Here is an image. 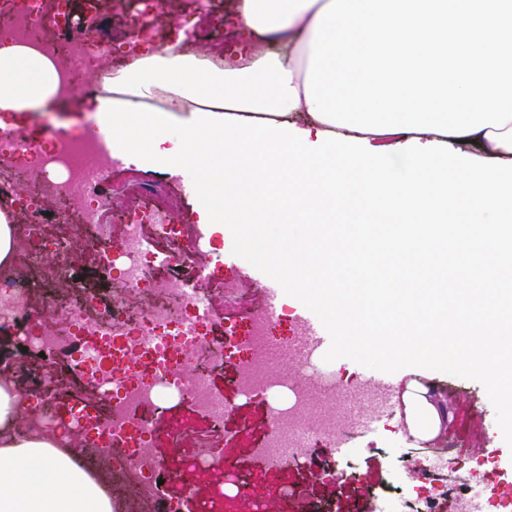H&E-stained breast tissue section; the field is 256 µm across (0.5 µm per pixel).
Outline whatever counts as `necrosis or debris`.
<instances>
[{"label":"necrosis or debris","mask_w":512,"mask_h":512,"mask_svg":"<svg viewBox=\"0 0 512 512\" xmlns=\"http://www.w3.org/2000/svg\"><path fill=\"white\" fill-rule=\"evenodd\" d=\"M78 6L77 0H0V18L9 20L8 25H0V45L9 42L46 54L59 76L58 96L47 113L19 119L0 114V204L17 218L13 260L0 269V333L26 337L31 348L43 354L36 362L19 357L10 370L11 378L40 401L39 411L23 421L22 430L38 436L49 425L60 424L71 447L95 429L109 435L113 455L87 454L83 464L111 496L117 512H154V476L165 470L166 463L153 456L150 440L160 432L170 448L177 450L190 442L197 449L176 474L187 496L197 494L196 472L205 470L216 478L199 512H227L225 489L229 486L235 487L237 499H248L249 512H275V503L248 498L240 470L217 452L224 441L228 408L206 376L196 372L199 359L229 363L230 380L241 390L291 387L297 403L309 401L314 394L347 396L351 390L327 378L292 387L287 375L267 377L271 349L287 346L290 339L272 338V327L280 317L267 314L257 294L226 285L223 278L212 275L193 294L173 298L175 284L196 276L207 260L193 225L187 217L172 214L157 198L143 194L134 182L126 186L125 208L114 213L107 179L112 168L109 143L100 136L49 126L48 114L62 112L71 100L76 76H83L91 86L99 84L105 73L100 52L89 47L96 33L78 27ZM113 8L126 20L115 37L135 55L170 46L169 21L209 15L211 0H114ZM31 169L61 174L66 184L84 189L79 223H72L68 211L56 206L45 187L21 184L20 172ZM147 238L155 246L149 260L143 259L140 249ZM107 242L119 252L120 277L105 296L90 281L76 278L74 269L97 267ZM228 311L237 316L239 337L227 336L213 344L212 337L223 330ZM72 330L83 336L81 357L99 383L98 391L76 398L71 395L66 368L45 355L60 332ZM160 358L172 370L168 377L153 371ZM102 392L112 401L111 412L91 415L88 404ZM175 396L210 415L212 427L192 433L175 424L158 430L151 417ZM265 425L278 432L267 449L269 461L276 466L310 441L340 443L343 433L342 423L334 416L309 419L294 407H270ZM443 451L482 468L488 501L499 512H512V485L498 480L490 446L472 447L468 431L461 427L449 433ZM417 480L420 496L407 503L405 512H473L465 474L456 477L459 492L452 501L446 498L442 469L421 471Z\"/></svg>","instance_id":"4bbe7bcc"}]
</instances>
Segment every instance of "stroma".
Instances as JSON below:
<instances>
[{"label":"stroma","mask_w":512,"mask_h":512,"mask_svg":"<svg viewBox=\"0 0 512 512\" xmlns=\"http://www.w3.org/2000/svg\"><path fill=\"white\" fill-rule=\"evenodd\" d=\"M132 175L140 177L148 192L165 198L174 214L189 215L196 224L195 231L203 249L221 265L226 284L263 290L269 271L257 257L244 249L234 236L218 232L216 225L200 223L202 197L189 174H174L162 168L140 169L119 160L112 167L110 180L119 188ZM270 368L287 372L289 379L299 383L306 382L307 373L312 370L347 382L362 383L375 392L391 383L402 389L413 380H427L441 388L455 386L458 393L448 403L449 428L463 423L469 428L474 443L488 439L495 449H512V418L506 416L500 394L489 388L482 375L460 365L452 363L442 371L413 370L401 364L383 363L365 352L350 357L342 352L317 351L311 355L308 368L277 361L271 362ZM200 370L229 407L224 417L227 429L224 452L244 466L249 484L265 499L277 498L281 488L311 464L330 461L339 462L347 470L361 475L369 486L387 484L394 495L409 499L414 495L416 472L429 468L438 457L436 444L426 443L418 448L410 441L399 439L398 434L405 431L406 425L403 403L397 397L384 413L376 416L370 431L346 437L339 447L322 440L310 442L308 448L290 457L287 466L270 469L262 448L267 433L264 417L272 403L293 405L292 393L274 388L244 395L225 380L222 367L204 363ZM474 407L479 410L475 416L470 413Z\"/></svg>","instance_id":"35a3bbf8"}]
</instances>
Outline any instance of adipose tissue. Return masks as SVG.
<instances>
[{
    "label": "adipose tissue",
    "mask_w": 512,
    "mask_h": 512,
    "mask_svg": "<svg viewBox=\"0 0 512 512\" xmlns=\"http://www.w3.org/2000/svg\"><path fill=\"white\" fill-rule=\"evenodd\" d=\"M331 0H235L246 42L231 60L166 50L113 72L95 93L96 125L114 155L192 173L220 224L267 268L324 298L344 346L439 368L469 350L472 367L503 390L512 355V122L475 133L476 155L449 154L446 136L388 135L411 158L401 178L375 169L379 135L310 115L305 79L318 13ZM58 75L46 56L0 46V113L42 111ZM361 259L342 288L324 287L315 234L270 237L269 224H332ZM403 302L401 318L373 308ZM407 431L435 439L448 421L436 388L408 384ZM19 387L0 378V512H113L102 486L53 434L19 433Z\"/></svg>",
    "instance_id": "ef3b65f1"
}]
</instances>
